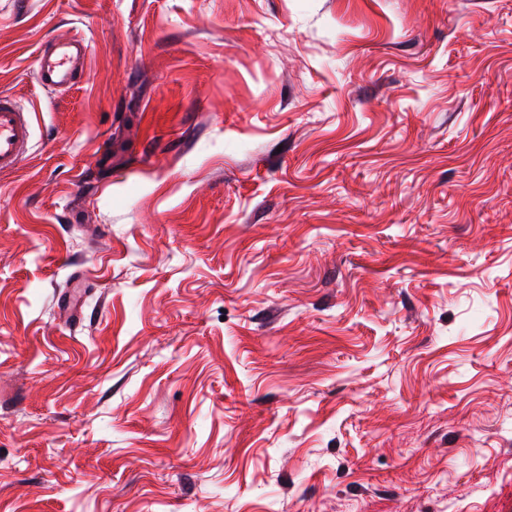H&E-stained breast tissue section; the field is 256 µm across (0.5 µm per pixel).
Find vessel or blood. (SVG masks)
Instances as JSON below:
<instances>
[{
	"mask_svg": "<svg viewBox=\"0 0 512 512\" xmlns=\"http://www.w3.org/2000/svg\"><path fill=\"white\" fill-rule=\"evenodd\" d=\"M89 42L83 34L64 39L52 38L38 49L36 83L46 91H66L84 78ZM31 137V115L17 100L0 95V172L16 169Z\"/></svg>",
	"mask_w": 512,
	"mask_h": 512,
	"instance_id": "vessel-or-blood-1",
	"label": "vessel or blood"
}]
</instances>
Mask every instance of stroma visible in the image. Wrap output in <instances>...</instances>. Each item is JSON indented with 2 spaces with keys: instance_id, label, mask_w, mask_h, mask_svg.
<instances>
[{
  "instance_id": "stroma-1",
  "label": "stroma",
  "mask_w": 512,
  "mask_h": 512,
  "mask_svg": "<svg viewBox=\"0 0 512 512\" xmlns=\"http://www.w3.org/2000/svg\"><path fill=\"white\" fill-rule=\"evenodd\" d=\"M1 94L0 512H512V0H0ZM89 50L88 39L81 33L43 41L38 49L37 85L45 91H66L78 85L86 73ZM30 114L12 96L0 95V172L16 169L27 152Z\"/></svg>"
}]
</instances>
